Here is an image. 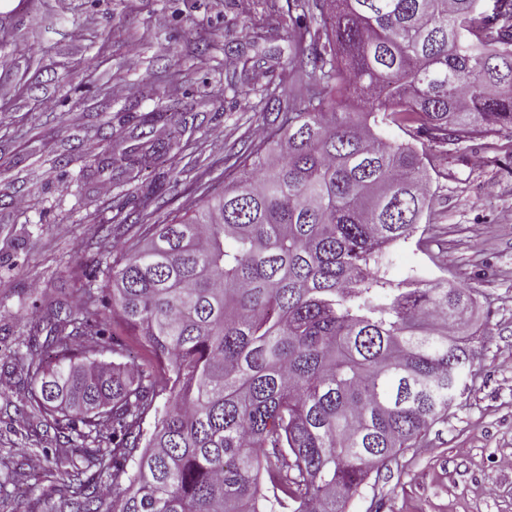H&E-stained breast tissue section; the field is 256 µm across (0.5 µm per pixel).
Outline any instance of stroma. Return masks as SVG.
Wrapping results in <instances>:
<instances>
[{
	"instance_id": "35a3bbf8",
	"label": "stroma",
	"mask_w": 512,
	"mask_h": 512,
	"mask_svg": "<svg viewBox=\"0 0 512 512\" xmlns=\"http://www.w3.org/2000/svg\"><path fill=\"white\" fill-rule=\"evenodd\" d=\"M290 50L287 0H0V349L49 300L80 302L79 273L102 261L113 223L164 224L223 190L226 158L275 125L247 96L280 84ZM246 58L262 64L226 91ZM171 141L178 149L139 169ZM496 143L492 154L476 141L426 147L419 237L379 264L395 284L470 290L467 388L347 512H512V136ZM24 403L1 377L0 466L22 449L44 469L54 435H29Z\"/></svg>"
}]
</instances>
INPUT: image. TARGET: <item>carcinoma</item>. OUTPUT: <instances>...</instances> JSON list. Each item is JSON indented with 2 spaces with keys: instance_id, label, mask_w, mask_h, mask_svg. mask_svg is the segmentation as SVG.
Returning a JSON list of instances; mask_svg holds the SVG:
<instances>
[{
  "instance_id": "cac0c4a2",
  "label": "carcinoma",
  "mask_w": 512,
  "mask_h": 512,
  "mask_svg": "<svg viewBox=\"0 0 512 512\" xmlns=\"http://www.w3.org/2000/svg\"><path fill=\"white\" fill-rule=\"evenodd\" d=\"M288 22L303 107L261 90L278 126L224 193L140 225L5 355L56 433L51 512H346L464 386L471 293L378 264L430 201L416 143L512 132V0H288ZM113 330L148 362L103 360Z\"/></svg>"
}]
</instances>
